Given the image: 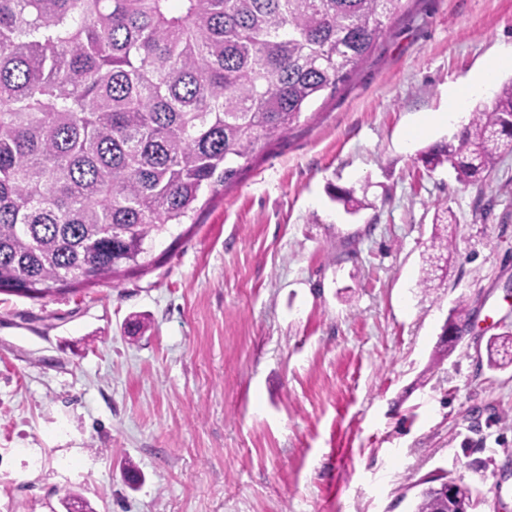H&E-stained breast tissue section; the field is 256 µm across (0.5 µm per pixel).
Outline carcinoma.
<instances>
[{
	"mask_svg": "<svg viewBox=\"0 0 512 512\" xmlns=\"http://www.w3.org/2000/svg\"><path fill=\"white\" fill-rule=\"evenodd\" d=\"M401 0H0V291L46 298L146 270L206 189L344 83ZM512 154V80L424 152L463 186ZM455 223L435 217L419 285L441 287ZM469 320L465 300L447 327ZM512 365V330L490 338ZM433 486L413 512H470Z\"/></svg>",
	"mask_w": 512,
	"mask_h": 512,
	"instance_id": "carcinoma-1",
	"label": "carcinoma"
}]
</instances>
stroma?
I'll return each instance as SVG.
<instances>
[{
	"mask_svg": "<svg viewBox=\"0 0 512 512\" xmlns=\"http://www.w3.org/2000/svg\"><path fill=\"white\" fill-rule=\"evenodd\" d=\"M510 50L512 0H403L149 269L0 292V512H412L435 474L464 479L472 512H512V366L486 353L512 329V155L467 187L419 159L462 127L421 118ZM443 209L455 249L423 292ZM461 298L470 321L434 362Z\"/></svg>",
	"mask_w": 512,
	"mask_h": 512,
	"instance_id": "obj_1",
	"label": "stroma"
}]
</instances>
